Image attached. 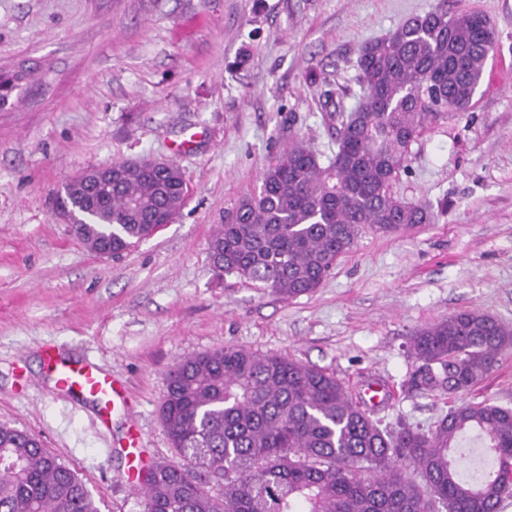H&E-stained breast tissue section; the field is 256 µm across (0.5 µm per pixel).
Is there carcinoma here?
Listing matches in <instances>:
<instances>
[{
	"instance_id": "carcinoma-1",
	"label": "carcinoma",
	"mask_w": 512,
	"mask_h": 512,
	"mask_svg": "<svg viewBox=\"0 0 512 512\" xmlns=\"http://www.w3.org/2000/svg\"><path fill=\"white\" fill-rule=\"evenodd\" d=\"M497 34L447 0L386 38L364 43L361 95L343 115L336 152L298 139L268 164L208 241L219 273L284 300L314 293L368 228L381 236L430 224L432 206L391 184L422 132L470 106ZM31 70L0 74V107ZM112 187L65 193L77 236L117 256L144 239L146 221L185 206L177 164L112 163ZM420 390L457 395L512 349V328L463 311L415 331ZM159 416L183 462L145 469L143 512H499L512 497V409L462 403L435 428L381 427L336 376L277 354L226 345L178 362ZM195 474L192 481L185 471ZM0 512H99L86 484L41 440L0 424Z\"/></svg>"
}]
</instances>
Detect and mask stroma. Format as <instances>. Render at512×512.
I'll use <instances>...</instances> for the list:
<instances>
[{"mask_svg": "<svg viewBox=\"0 0 512 512\" xmlns=\"http://www.w3.org/2000/svg\"><path fill=\"white\" fill-rule=\"evenodd\" d=\"M437 4L0 0V69L35 66L0 110V423L38 436L100 512H142L130 433L149 460L174 458L159 419L166 375L229 344L335 374L377 398L390 428H434L464 401L512 408V352L448 397L412 387L409 350L415 330L462 311L512 326V0H448L485 14L498 40L468 111L425 130L392 185L407 202H447L435 223L363 230L316 292L288 301L217 275L207 254L289 142L334 150L332 114L361 94V46ZM142 157L175 162L187 202L99 257L55 216V196L78 172ZM49 347L124 386L108 417L55 387Z\"/></svg>", "mask_w": 512, "mask_h": 512, "instance_id": "35a3bbf8", "label": "stroma"}]
</instances>
